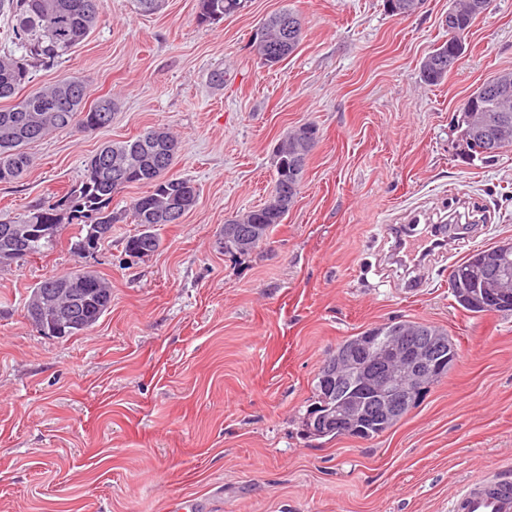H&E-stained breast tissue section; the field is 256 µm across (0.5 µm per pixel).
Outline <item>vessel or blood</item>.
<instances>
[{
  "label": "vessel or blood",
  "instance_id": "obj_1",
  "mask_svg": "<svg viewBox=\"0 0 512 512\" xmlns=\"http://www.w3.org/2000/svg\"><path fill=\"white\" fill-rule=\"evenodd\" d=\"M387 230L407 265L416 270L426 264L427 253H414L406 226L391 224ZM449 512H512V471L497 468L471 477L451 496Z\"/></svg>",
  "mask_w": 512,
  "mask_h": 512
}]
</instances>
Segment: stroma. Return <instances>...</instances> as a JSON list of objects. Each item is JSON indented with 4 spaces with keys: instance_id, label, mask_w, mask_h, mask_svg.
Returning a JSON list of instances; mask_svg holds the SVG:
<instances>
[{
    "instance_id": "obj_1",
    "label": "stroma",
    "mask_w": 512,
    "mask_h": 512,
    "mask_svg": "<svg viewBox=\"0 0 512 512\" xmlns=\"http://www.w3.org/2000/svg\"><path fill=\"white\" fill-rule=\"evenodd\" d=\"M284 9L304 38L270 69L250 45ZM196 13L197 0L149 15L103 0L71 54L32 70V87L74 76L87 103L118 106L102 131L31 144L26 176L0 183V217L61 195L102 144L150 127L178 137L171 174L199 199L145 257L125 251L147 191L135 185L94 252L75 256L66 229L48 256L0 265V512H448L465 480L512 465V313L470 315L448 288L470 253L512 241V146L470 159L454 126L474 88L512 70V0H492L433 86L420 65L448 38V0L406 18L384 0H246L210 26ZM306 122L319 142L283 223L256 251L224 252L226 220L264 202L277 145ZM453 218L478 236L402 294L384 225ZM78 265L110 282L111 308L85 334H39L31 289ZM396 317L447 330L454 369L377 438L308 437L328 351Z\"/></svg>"
}]
</instances>
